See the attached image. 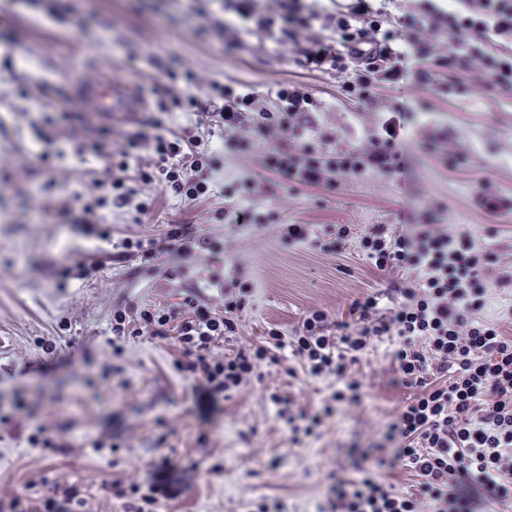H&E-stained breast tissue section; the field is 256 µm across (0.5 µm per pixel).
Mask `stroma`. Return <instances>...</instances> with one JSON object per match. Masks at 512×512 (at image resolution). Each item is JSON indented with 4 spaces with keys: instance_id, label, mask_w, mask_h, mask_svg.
Returning <instances> with one entry per match:
<instances>
[{
    "instance_id": "35a3bbf8",
    "label": "stroma",
    "mask_w": 512,
    "mask_h": 512,
    "mask_svg": "<svg viewBox=\"0 0 512 512\" xmlns=\"http://www.w3.org/2000/svg\"><path fill=\"white\" fill-rule=\"evenodd\" d=\"M116 73L143 90L145 107L88 111L81 84ZM230 81L263 92L303 82L325 104L315 121L336 128L341 149L361 144L376 121L340 104L334 77L303 74L254 39L242 49L225 43L224 0H0V501L73 485L85 512H125L111 491L118 483L126 490L158 487L160 512H256L265 496L282 498L287 512L327 504L332 474L377 455L408 395L393 383L389 341L375 342L352 366L364 385L361 403L337 404L319 437L301 445L290 443L269 393L311 413L340 383L297 371L289 350L245 391L215 399L176 371L175 339L136 335L117 354L109 342L113 309L140 293L176 309L191 295L223 312L219 292L189 278L166 279V271L188 264L227 273L240 265L250 273L239 333L216 346L221 356L265 344L272 327L291 338L312 308L349 322L356 299L375 295L381 308L391 307V273L355 247L328 254L288 243L283 225L309 224L321 236L337 224H434L479 239L495 228L484 315L512 329V287L497 284L512 273V208L489 216L471 201L478 179L512 200V92L488 89L476 77L460 76L466 93L451 100L424 92L432 108L414 115L416 126L454 138L466 157L458 168L448 166L447 143L431 148L418 138L408 149L406 179L330 190L270 176V145L258 141L247 152L218 154L208 199L189 202L140 181V199L154 201L150 213L138 219L102 207L94 222L109 239L85 234V201L98 196V183L121 175L113 156L131 151L148 169V139L195 127L197 112L211 111L217 98L214 84ZM188 84L197 108L158 110V100L170 101ZM94 144L100 154L91 152ZM251 176L275 182L260 222L217 220L216 211L245 200ZM172 224L215 239L219 253L183 257L165 240ZM127 237L156 243L160 270L146 272L136 257L120 254L117 245ZM79 261L98 263L93 279L62 280V270ZM47 343L59 359L44 371ZM40 428L53 447L30 443ZM97 438L115 445V453L94 454L86 443Z\"/></svg>"
}]
</instances>
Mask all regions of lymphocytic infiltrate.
Masks as SVG:
<instances>
[{
    "instance_id": "obj_1",
    "label": "lymphocytic infiltrate",
    "mask_w": 512,
    "mask_h": 512,
    "mask_svg": "<svg viewBox=\"0 0 512 512\" xmlns=\"http://www.w3.org/2000/svg\"><path fill=\"white\" fill-rule=\"evenodd\" d=\"M224 8L232 14L224 23L231 42L242 47L254 38L303 71L334 76L346 103L380 116L363 144L339 150L335 130L310 126L322 103L305 84H278L268 97L249 85H225L217 111L225 146L243 151L257 140L271 143L266 166L300 185L332 189L343 180L404 177L408 101L420 90L456 97L451 71L512 91V0H225ZM150 148L152 168L141 172L142 181L190 201L210 197L217 161L210 144L186 131L158 134ZM283 231L286 241L323 252L357 246L378 270L399 275L397 300L384 311L377 297L355 300L351 324L312 309L291 341L272 328L268 345L221 358L213 348L237 335L251 284H228L212 271L204 283L223 289V315L193 298L180 315L135 296L112 313L113 349L137 329L176 337V370L212 396L229 397L260 377L271 348L288 345L310 377L341 380L323 407L328 414L334 403L358 402L362 384L349 367L374 340L388 338L398 382L414 391L388 427L393 451L339 482L335 498L317 512H475L460 490L464 479L483 488L485 512H512V335L481 316L492 253L469 233L430 224L413 231L374 224L359 232L340 224L322 237L307 224ZM433 368L444 380H429ZM383 468L411 473L416 482L395 486L382 480ZM85 504L67 486L37 500L12 497L5 509L82 512Z\"/></svg>"
}]
</instances>
